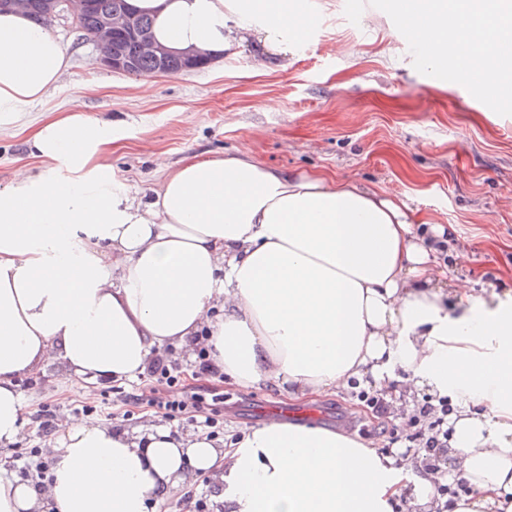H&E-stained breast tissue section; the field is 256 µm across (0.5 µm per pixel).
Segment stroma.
I'll use <instances>...</instances> for the list:
<instances>
[{"label": "stroma", "instance_id": "35a3bbf8", "mask_svg": "<svg viewBox=\"0 0 512 512\" xmlns=\"http://www.w3.org/2000/svg\"><path fill=\"white\" fill-rule=\"evenodd\" d=\"M287 57L261 44L225 49L201 71L138 77L97 60L93 42L77 38L67 17L51 30L68 45L72 65L59 86L30 107L58 114L81 102L87 119L111 122L108 155L127 188L150 192L189 157L242 152L284 173L320 172L404 200L410 217H429L451 238L441 264L449 282L482 290L512 287V116H501L462 85L417 72L404 36L383 11L365 7L359 24L345 0H298ZM29 129L0 139V186L28 154ZM184 386L206 408L224 413V434L238 437L272 417L345 428L362 439L418 451L393 419L353 394L293 403L279 389L240 390L203 372L195 359L174 360ZM148 375L87 386L47 363L20 390L26 403L18 445H43L52 415L78 416L85 403L111 405L113 428L140 426L164 410L143 391Z\"/></svg>", "mask_w": 512, "mask_h": 512}]
</instances>
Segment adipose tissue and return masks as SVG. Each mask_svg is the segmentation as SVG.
Returning a JSON list of instances; mask_svg holds the SVG:
<instances>
[{"mask_svg":"<svg viewBox=\"0 0 512 512\" xmlns=\"http://www.w3.org/2000/svg\"><path fill=\"white\" fill-rule=\"evenodd\" d=\"M158 42L287 54L294 0H131ZM70 67L26 13L0 14V137ZM112 125L80 104L28 139L40 167L0 187V450L25 424L19 390L51 361L86 383L143 374L156 351L203 349L226 383L290 400L382 392L403 431L411 395L448 399L447 465L358 434L272 420L219 442L149 422L77 418L51 437L43 485L0 466V512H154L192 480L231 512H512V290L447 284L394 197L248 154L191 157L151 195L114 182Z\"/></svg>","mask_w":512,"mask_h":512,"instance_id":"ef3b65f1","label":"adipose tissue"}]
</instances>
